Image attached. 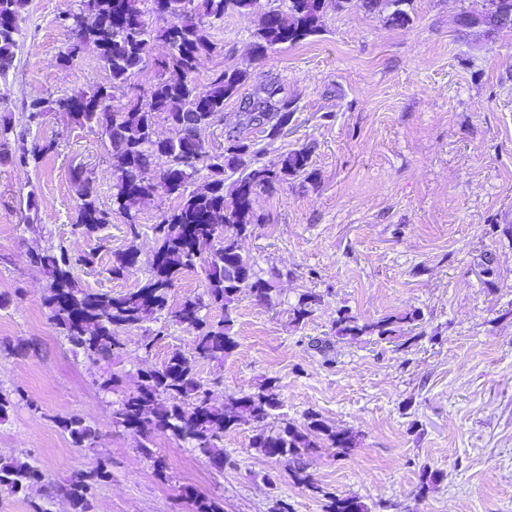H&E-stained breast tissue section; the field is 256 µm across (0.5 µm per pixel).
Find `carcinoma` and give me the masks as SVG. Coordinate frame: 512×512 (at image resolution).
<instances>
[{"mask_svg":"<svg viewBox=\"0 0 512 512\" xmlns=\"http://www.w3.org/2000/svg\"><path fill=\"white\" fill-rule=\"evenodd\" d=\"M154 14L169 15L167 26L153 30L145 25V12L138 0H79L78 8L62 18V24L75 31L76 40L99 45L101 61L110 74L111 83L99 86L96 93L100 108L75 112L71 117L80 124L97 128L107 134L111 166L116 175L112 185V209L99 207L95 188L73 173L77 202L74 231L91 234L112 223V213L124 212L120 203L126 185L138 186L146 195L159 192L174 197L178 205L164 214L154 225L160 260L152 277L136 291L114 297L107 292H90L76 286L74 264L88 265L92 257L72 260L65 252L45 250L32 256L48 277L45 305L50 320L74 351L96 360L109 357L123 349L122 333L154 316H165L177 324L196 331L195 359L224 361V356L237 346L232 333L233 310L241 295L259 302L268 300L269 280L255 270L250 256L244 254L239 239L251 234L260 216L254 209L255 197L271 191L275 185L308 174L309 153L294 150L272 164H258L265 147L260 142L245 143L230 135L224 152H209L202 133L224 112V101L237 93L248 79L241 69L224 70L212 80L208 90L200 92L188 80L204 55L219 52L207 32L202 17L222 19L231 10L240 14L251 12L257 0H149ZM286 9L267 8L259 18L255 31L254 50L262 57L283 44H297L319 32L324 0H285ZM404 0H362L370 10L390 11L388 20L403 25L408 13L400 9ZM470 22L479 21L490 27L512 25V6L506 10L481 7L479 19L467 14ZM20 29L0 30V76L7 75L18 50ZM159 41L166 54L157 60L160 70L173 68L183 74L179 81L161 76L146 90H133L121 110H112V90L126 84L143 63L152 43ZM266 128L262 140L273 141L283 134L292 112L288 100L265 105ZM164 116L174 136L155 137L156 118ZM13 128L0 126V160L10 158L18 166H27L50 152L53 142L36 144L28 149L11 148ZM166 172L159 177L149 174L155 162ZM208 175L206 190L188 189L189 180L199 171ZM241 172L230 195H224L226 172ZM210 248L201 258L202 250ZM203 259L206 289L203 294L187 297L172 308L169 292L175 281ZM315 297L302 295L292 308L293 320L300 322L310 314ZM215 305L224 309V317L209 322L201 309ZM416 317L384 316L374 322L359 324L349 310L341 309L336 319V332L352 340L364 334H377L390 339L401 331L399 324H412ZM194 359L173 352L161 367L143 371L135 391L124 395L113 413V423L123 428L130 421L138 423L136 434L145 443L141 449L151 455L147 446L155 433L169 434L215 465L224 467V431L241 425H256L251 447L272 457H283L292 463L291 475L300 484L310 485L304 458L320 447L322 440L336 453L347 455L357 447L352 433L334 431L316 414H309L301 425L283 422L266 430L261 423L280 417L282 400L276 382L271 380L256 394H246L230 407L215 406L207 386L195 377ZM61 425L77 448L93 444L95 430L79 417L61 420ZM111 471L107 465L80 474L65 483L50 486L48 497H65L71 512H91L90 490L107 481ZM43 481L42 472L28 462H0V488L12 494L24 492ZM325 512H367V507L352 497L327 496Z\"/></svg>","mask_w":512,"mask_h":512,"instance_id":"carcinoma-1","label":"carcinoma"}]
</instances>
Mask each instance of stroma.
Wrapping results in <instances>:
<instances>
[{"label": "stroma", "instance_id": "obj_1", "mask_svg": "<svg viewBox=\"0 0 512 512\" xmlns=\"http://www.w3.org/2000/svg\"><path fill=\"white\" fill-rule=\"evenodd\" d=\"M77 0H22L12 69L0 79V124L27 141L55 139L38 163L0 162V391L25 393L0 421V459L39 467L46 484L108 463L110 479L92 492L93 512H192L193 495L224 512H323L325 493L359 498L368 512H512V26L492 32L457 24L480 0H409L405 25L360 6L337 10L325 0L318 35L252 49L258 14L206 19L221 54L200 59L191 79L208 89L214 73H250L225 101L223 118L203 138L215 151L256 130L242 114L276 87L292 120L267 148L270 163L308 149L310 177H292L254 203L263 221L241 248L260 276L281 271L270 301L236 305L237 346L222 362L197 361L215 404L227 405L277 380L282 418L303 424L317 413L330 429L361 437L351 455L321 448L307 460L316 490L295 484L284 458L251 448V426L224 433V467L168 435L139 438L112 424V412L140 371L169 354L192 355L195 333L165 319L123 333V350L91 362L73 352L49 320L48 279L32 252L65 249L92 256L74 270L88 291L120 296L153 273L152 231L174 198L137 201L130 214L86 236L72 229L74 170L112 206L109 143L58 112V99L109 82L99 53L84 46L70 63L60 55L71 36L60 16ZM44 103L38 122L25 106ZM38 210L29 214L28 198ZM138 264L113 278L115 254ZM317 300L300 323L290 314L301 294ZM359 322L414 313L421 340L405 344L336 335L339 309ZM162 332L151 354L143 336ZM23 356L7 354L18 340ZM118 375L102 390L103 372ZM77 416L96 432L74 447L59 419ZM443 473L423 487L425 475ZM70 512L44 486L28 494L0 489V512Z\"/></svg>", "mask_w": 512, "mask_h": 512}]
</instances>
